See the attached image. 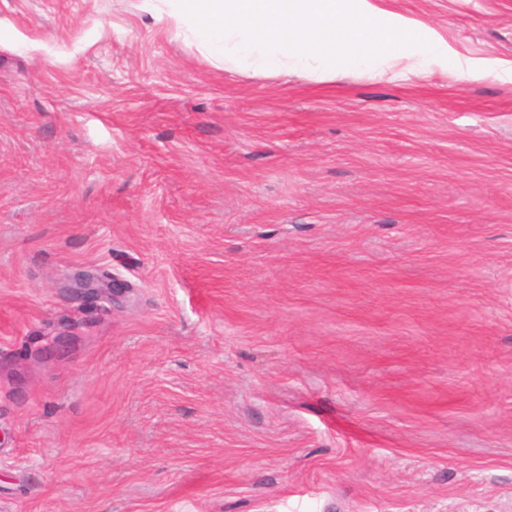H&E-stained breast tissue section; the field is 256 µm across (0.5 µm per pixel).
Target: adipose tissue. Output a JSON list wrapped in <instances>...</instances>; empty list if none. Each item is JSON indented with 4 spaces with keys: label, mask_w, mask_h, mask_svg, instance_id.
Masks as SVG:
<instances>
[{
    "label": "adipose tissue",
    "mask_w": 512,
    "mask_h": 512,
    "mask_svg": "<svg viewBox=\"0 0 512 512\" xmlns=\"http://www.w3.org/2000/svg\"><path fill=\"white\" fill-rule=\"evenodd\" d=\"M214 66L333 81L454 72L512 83V60L468 57L437 28L378 0H141Z\"/></svg>",
    "instance_id": "1"
}]
</instances>
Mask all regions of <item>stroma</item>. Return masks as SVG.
I'll return each instance as SVG.
<instances>
[{"mask_svg":"<svg viewBox=\"0 0 512 512\" xmlns=\"http://www.w3.org/2000/svg\"><path fill=\"white\" fill-rule=\"evenodd\" d=\"M381 4L512 59V0ZM0 512H512V84L0 0Z\"/></svg>","mask_w":512,"mask_h":512,"instance_id":"1","label":"stroma"}]
</instances>
